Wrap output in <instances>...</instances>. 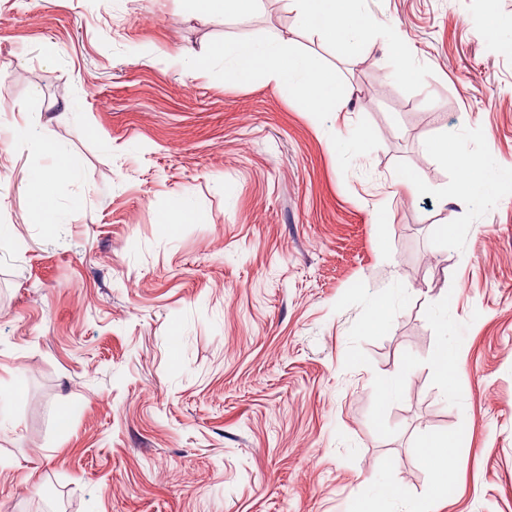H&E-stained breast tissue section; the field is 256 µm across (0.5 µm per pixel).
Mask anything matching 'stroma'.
I'll return each instance as SVG.
<instances>
[{
  "mask_svg": "<svg viewBox=\"0 0 512 512\" xmlns=\"http://www.w3.org/2000/svg\"><path fill=\"white\" fill-rule=\"evenodd\" d=\"M359 7L379 27L352 58L282 0L225 21L182 0H0V385L22 390L0 512H375L384 482L420 512H512V193L452 203L463 174L428 150L512 165V52L481 34L512 0ZM270 33L347 102L306 112L177 63ZM395 39L416 77L395 78ZM27 122L76 166L55 224L29 209L52 160ZM185 196L192 218L162 224ZM385 374L402 393L383 405ZM436 432L458 437L440 494L420 453Z\"/></svg>",
  "mask_w": 512,
  "mask_h": 512,
  "instance_id": "1",
  "label": "stroma"
}]
</instances>
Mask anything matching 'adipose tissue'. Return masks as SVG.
Instances as JSON below:
<instances>
[{"label":"adipose tissue","mask_w":512,"mask_h":512,"mask_svg":"<svg viewBox=\"0 0 512 512\" xmlns=\"http://www.w3.org/2000/svg\"><path fill=\"white\" fill-rule=\"evenodd\" d=\"M285 8L293 14L298 28L313 32L326 42L345 45L355 57L362 53L377 26L372 16L360 10L359 0H285ZM215 60L223 63L226 79L244 86L261 82L287 89L310 112L335 111L348 96L347 88L317 56L300 52L292 39L278 33L227 41L207 56L184 53L181 66L186 73L194 74ZM24 134L32 153L53 160L49 170L34 173L26 185L31 210L49 222L55 217L50 206L53 189L72 175V161L66 149L44 129L28 123ZM428 149L463 171L460 196L468 198L512 183L511 167L489 174L485 156L461 153L450 147L447 139L431 141Z\"/></svg>","instance_id":"1"}]
</instances>
